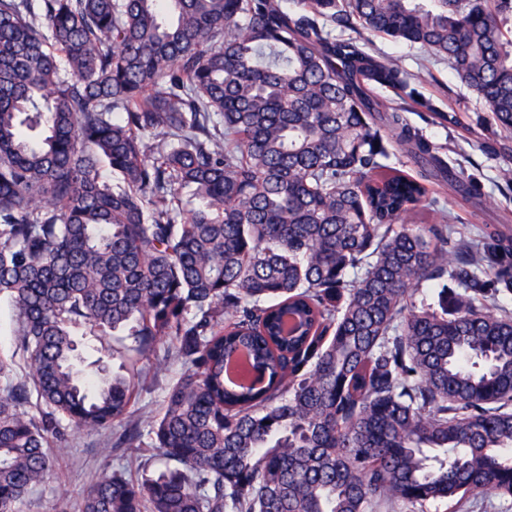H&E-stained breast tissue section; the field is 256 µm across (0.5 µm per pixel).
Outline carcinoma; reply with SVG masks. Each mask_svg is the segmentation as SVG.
Wrapping results in <instances>:
<instances>
[{"label": "carcinoma", "mask_w": 512, "mask_h": 512, "mask_svg": "<svg viewBox=\"0 0 512 512\" xmlns=\"http://www.w3.org/2000/svg\"><path fill=\"white\" fill-rule=\"evenodd\" d=\"M0 0V297L33 388L0 390V512L65 427L165 469L82 512H374L512 495V238L411 228L436 147L334 25L448 60L512 129V0ZM403 148L419 177L381 162ZM108 167L112 177L102 176ZM461 291L416 302L433 281ZM114 336L82 367L78 334ZM187 369L143 432L132 377ZM36 393L39 415L24 410Z\"/></svg>", "instance_id": "carcinoma-1"}]
</instances>
